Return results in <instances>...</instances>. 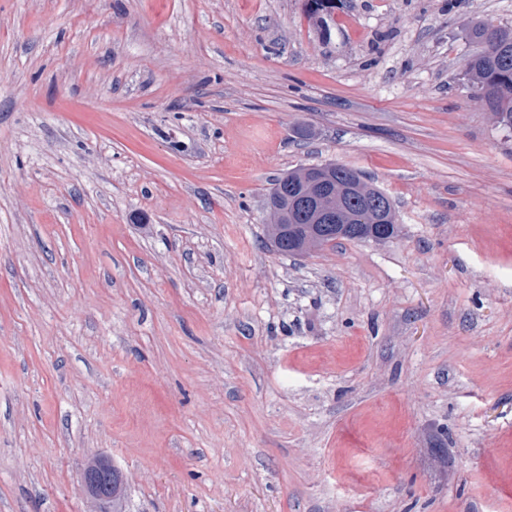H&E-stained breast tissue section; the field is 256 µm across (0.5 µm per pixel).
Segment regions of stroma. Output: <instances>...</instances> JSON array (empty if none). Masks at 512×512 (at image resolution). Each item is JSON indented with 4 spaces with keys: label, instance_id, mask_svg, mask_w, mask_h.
Here are the masks:
<instances>
[{
    "label": "stroma",
    "instance_id": "35a3bbf8",
    "mask_svg": "<svg viewBox=\"0 0 512 512\" xmlns=\"http://www.w3.org/2000/svg\"><path fill=\"white\" fill-rule=\"evenodd\" d=\"M512 0H0V512H512ZM361 171L387 241L269 245ZM466 37L481 50L470 57L464 75L472 84L473 95L494 112L499 126L512 130V26L474 24ZM308 166L288 173V178L296 179V184L288 183V196L269 195V209L275 208L280 215L278 223L275 210H270V224H267V234L275 251L284 255L300 256L310 254L337 240L362 241L373 240V236H387L390 239L396 234V222L393 206L390 200L377 192L363 190L355 181L334 180L327 168L321 167L303 175L302 198L303 205L313 214L314 223L311 224V215L293 203V197L300 192L299 179ZM354 196L363 197L366 205L359 216H353L347 207V201ZM288 199L291 205L288 209ZM336 200V204L332 202ZM329 224H350L343 228H326ZM371 224H383L373 226ZM342 234L338 238L337 235ZM374 239V240H386ZM276 247V248H275ZM102 469L94 475H89L82 472L80 477V486L82 491L90 496L92 491L98 490L104 496V490L107 486V481L112 473V496L105 503H100L96 499L90 497L93 502L95 511L98 512H123L121 506V498L124 492L125 478L123 474L116 468L112 472V461L108 458H102Z\"/></svg>",
    "mask_w": 512,
    "mask_h": 512
}]
</instances>
